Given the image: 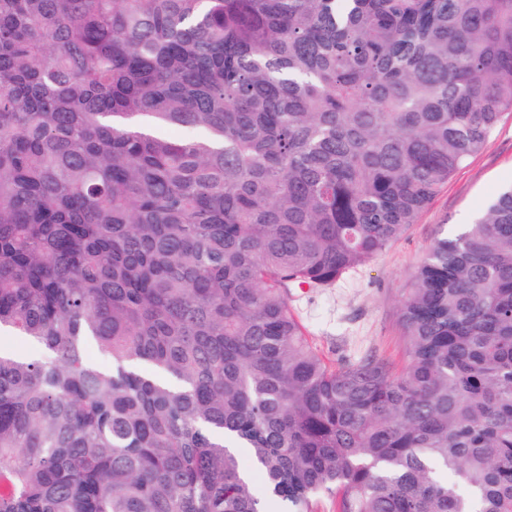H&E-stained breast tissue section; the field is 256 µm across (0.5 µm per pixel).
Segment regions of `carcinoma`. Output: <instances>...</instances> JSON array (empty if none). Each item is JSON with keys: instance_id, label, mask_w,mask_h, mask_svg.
<instances>
[{"instance_id": "carcinoma-1", "label": "carcinoma", "mask_w": 512, "mask_h": 512, "mask_svg": "<svg viewBox=\"0 0 512 512\" xmlns=\"http://www.w3.org/2000/svg\"><path fill=\"white\" fill-rule=\"evenodd\" d=\"M509 116L512 0H0V512H512V186L399 372L288 296Z\"/></svg>"}]
</instances>
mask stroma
I'll return each mask as SVG.
<instances>
[{"label": "stroma", "instance_id": "1", "mask_svg": "<svg viewBox=\"0 0 512 512\" xmlns=\"http://www.w3.org/2000/svg\"><path fill=\"white\" fill-rule=\"evenodd\" d=\"M512 185V120L490 134L401 236L372 260L350 270L334 287L293 290V305L312 344L332 363L376 352L401 363L400 303L433 240L480 214Z\"/></svg>", "mask_w": 512, "mask_h": 512}]
</instances>
